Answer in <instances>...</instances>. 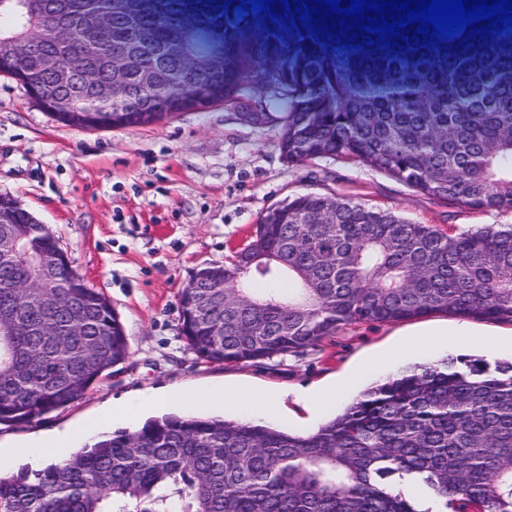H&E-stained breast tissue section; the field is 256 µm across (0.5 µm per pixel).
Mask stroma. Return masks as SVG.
<instances>
[{"label": "stroma", "instance_id": "1", "mask_svg": "<svg viewBox=\"0 0 512 512\" xmlns=\"http://www.w3.org/2000/svg\"><path fill=\"white\" fill-rule=\"evenodd\" d=\"M271 68L252 66L232 101L99 131L62 124L0 74V194L59 238L77 273L111 302L129 344L128 359L79 402L0 425V448L76 429L143 391L199 385L275 393L269 424L307 434L404 368L482 357L485 334L500 336L499 360L512 359V324L434 313L346 326L319 346L261 363L200 362L180 335L179 290L199 268L224 263L231 245L288 196L335 194L459 233L512 224V211L444 207L339 157L289 164L277 147L282 121ZM257 101L267 113L261 121L251 116ZM331 385L335 400L312 407L300 397Z\"/></svg>", "mask_w": 512, "mask_h": 512}]
</instances>
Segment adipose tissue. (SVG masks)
<instances>
[{
    "mask_svg": "<svg viewBox=\"0 0 512 512\" xmlns=\"http://www.w3.org/2000/svg\"><path fill=\"white\" fill-rule=\"evenodd\" d=\"M174 401L189 409L198 406L220 409L234 405L242 409L244 414L249 415L255 412H268L273 398L267 393H246L223 387H198L176 393H142L114 403L110 410L85 422L76 433L50 436L34 444H22L17 446L16 451L20 454L37 453L55 460H63L74 454L73 439L75 436H93L101 430L105 423L114 418L128 416L143 407H165Z\"/></svg>",
    "mask_w": 512,
    "mask_h": 512,
    "instance_id": "obj_1",
    "label": "adipose tissue"
}]
</instances>
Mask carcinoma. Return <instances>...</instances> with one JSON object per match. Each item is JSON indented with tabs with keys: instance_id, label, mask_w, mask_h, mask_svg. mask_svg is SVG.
Returning <instances> with one entry per match:
<instances>
[{
	"instance_id": "cac0c4a2",
	"label": "carcinoma",
	"mask_w": 512,
	"mask_h": 512,
	"mask_svg": "<svg viewBox=\"0 0 512 512\" xmlns=\"http://www.w3.org/2000/svg\"><path fill=\"white\" fill-rule=\"evenodd\" d=\"M78 22L112 11L94 57L78 38L61 48L70 68L109 79L116 49L138 50L161 98L191 93L180 58L210 82L224 54V97L251 62L273 51L272 81L286 112L281 156L357 162L442 205L512 211V32L390 49H337L269 15L236 17L227 0H48ZM39 28L28 0H0V49L25 55ZM37 253L43 226L0 223V238ZM226 266L224 309L204 319L179 292L181 334L209 363L270 360L319 345L347 325L436 312L512 323V226L453 234L344 197L308 193L267 209ZM273 253L261 268L250 258ZM18 260L0 259V424L29 423L86 394L128 356L110 302L93 288L16 287ZM77 304L85 324L44 336ZM418 478L437 512H512V360L445 359L365 391L303 436L247 420L167 414L134 431L104 433L40 470L0 476V512H418L394 492Z\"/></svg>"
}]
</instances>
